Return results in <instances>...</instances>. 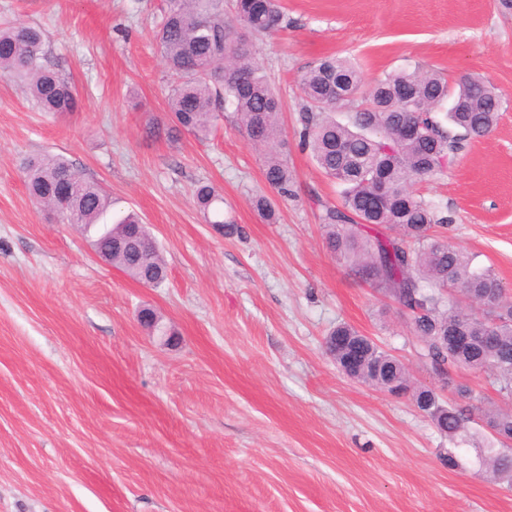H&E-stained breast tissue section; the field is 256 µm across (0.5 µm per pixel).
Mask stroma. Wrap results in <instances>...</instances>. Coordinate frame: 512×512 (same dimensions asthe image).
Listing matches in <instances>:
<instances>
[{
    "mask_svg": "<svg viewBox=\"0 0 512 512\" xmlns=\"http://www.w3.org/2000/svg\"><path fill=\"white\" fill-rule=\"evenodd\" d=\"M285 28L235 26L282 102L294 195L228 111L210 141L151 137L170 80L153 39L160 0H0V23L46 34L77 112L40 111L0 77V512H512V487L461 468L410 398L345 376L324 349L347 323L412 382L456 398L418 358L393 301L324 246L337 186L299 144L300 77L348 58L365 85L421 67L490 79L505 110L417 191L453 218V244L512 287V13L498 0H281ZM66 157L111 197L104 221L149 224L166 277L147 286L101 261L91 236L36 207L23 162ZM213 185L227 236L194 189ZM263 194L278 219L254 209ZM151 310L161 331L140 322Z\"/></svg>",
    "mask_w": 512,
    "mask_h": 512,
    "instance_id": "35a3bbf8",
    "label": "stroma"
}]
</instances>
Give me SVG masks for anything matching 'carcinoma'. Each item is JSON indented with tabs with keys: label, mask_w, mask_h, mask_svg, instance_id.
<instances>
[{
	"label": "carcinoma",
	"mask_w": 512,
	"mask_h": 512,
	"mask_svg": "<svg viewBox=\"0 0 512 512\" xmlns=\"http://www.w3.org/2000/svg\"><path fill=\"white\" fill-rule=\"evenodd\" d=\"M235 21L254 34L283 27L279 0H234ZM155 40L167 68L171 124L147 127V134L174 140L183 133L208 138L224 110L236 112L248 138L265 152L264 177L283 198L294 194V174L281 156L282 104L247 45L225 52L232 27L224 18V0H162ZM0 77L21 84L43 112L65 114L78 108L72 84L47 65L41 28L21 23L0 26ZM305 104L299 115V139L316 167L336 182L340 204L323 205L325 247L359 279L390 295L409 318L411 333L421 341L420 358L436 375L470 371L486 375L505 400H512V296L490 268L475 269L472 257L438 232L451 216L412 189V182L443 173L464 142L487 136L496 126L503 100L495 85L467 77L451 90L432 70H400L364 88L357 68L340 57L314 62L302 74ZM412 91L408 99L400 89ZM351 105L346 122L333 117ZM419 128L412 139L396 131ZM32 202L62 214L68 224L88 229L100 223L112 200L95 182L61 155L29 160L25 167ZM196 201L206 220L239 234L224 219V200L201 183ZM141 223L129 214L96 236L108 250ZM112 262L144 283L164 278L158 246L144 240L138 252L112 256ZM331 336H349L360 363L356 378L390 392L393 385L410 393L448 439L467 436L481 416L512 436V411L478 402L465 384L458 399L443 403L437 394L411 384L407 369L353 327L339 324ZM472 345L459 348L456 337ZM495 337L487 347L483 339ZM481 466L512 484V446L503 442L480 449Z\"/></svg>",
	"instance_id": "obj_1"
}]
</instances>
